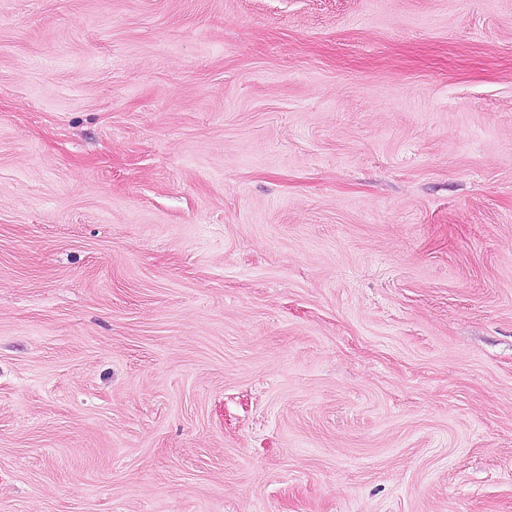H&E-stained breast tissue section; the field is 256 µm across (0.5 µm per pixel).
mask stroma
Returning <instances> with one entry per match:
<instances>
[{"mask_svg": "<svg viewBox=\"0 0 512 512\" xmlns=\"http://www.w3.org/2000/svg\"><path fill=\"white\" fill-rule=\"evenodd\" d=\"M0 512H512V0H0Z\"/></svg>", "mask_w": 512, "mask_h": 512, "instance_id": "stroma-1", "label": "stroma"}]
</instances>
